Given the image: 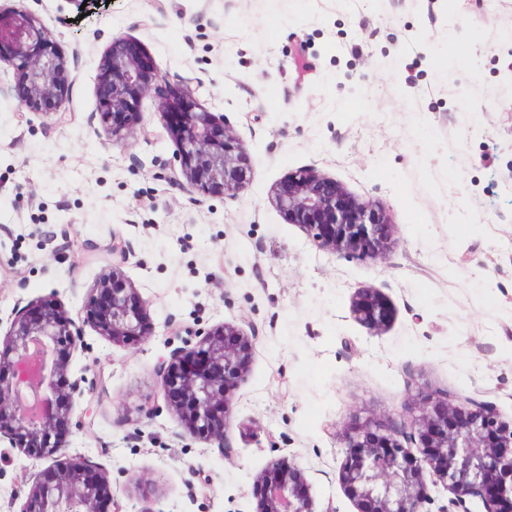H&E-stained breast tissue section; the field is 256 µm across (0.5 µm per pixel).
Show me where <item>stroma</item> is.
<instances>
[{
    "label": "stroma",
    "mask_w": 512,
    "mask_h": 512,
    "mask_svg": "<svg viewBox=\"0 0 512 512\" xmlns=\"http://www.w3.org/2000/svg\"><path fill=\"white\" fill-rule=\"evenodd\" d=\"M42 17L66 61L63 122L22 121L19 73L0 65V326L54 296L80 324L69 454L106 472L122 512H257L260 476L285 458L315 512H357L340 481L349 425L406 416L425 387L512 417V0H0ZM136 37L159 79L148 134L113 144L100 64ZM200 82L254 171L194 203L158 105ZM313 167L393 218L383 259L316 250L271 190ZM119 271L150 301L151 334L113 344L85 320ZM374 289L379 332L351 312ZM228 323L252 342L223 444L196 439L156 368ZM46 460L0 440V512ZM153 498L139 494L143 479Z\"/></svg>",
    "instance_id": "35a3bbf8"
}]
</instances>
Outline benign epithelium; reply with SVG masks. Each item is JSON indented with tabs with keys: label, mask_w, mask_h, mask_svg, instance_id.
Here are the masks:
<instances>
[{
	"label": "benign epithelium",
	"mask_w": 512,
	"mask_h": 512,
	"mask_svg": "<svg viewBox=\"0 0 512 512\" xmlns=\"http://www.w3.org/2000/svg\"><path fill=\"white\" fill-rule=\"evenodd\" d=\"M2 61L15 64L23 76L17 86L23 108L50 119L58 115L64 60L40 17L0 9ZM158 79L138 39L130 34L112 39L98 83L100 118L112 142H121L122 131L142 122L139 103ZM195 93L187 83L176 91L175 103L161 105L173 130L174 156L186 182L201 193L233 195L251 176L248 157L224 114L198 107ZM273 200L285 221L303 228L319 250L382 258L394 249L392 217L314 168L288 173L274 187ZM148 305L114 272L92 289L88 313L99 335L126 344L147 335ZM351 310L375 331L390 318L374 290L358 293ZM191 335L197 338L192 348L161 363L160 391L192 434L220 441L252 344L228 324ZM82 344L76 322L50 296L19 309L3 337L0 437L28 456L51 461L25 480L29 489L21 512H121L106 474L77 454L64 455L79 392L69 372ZM421 401L410 422L418 457L405 450L402 433L385 418H368L347 433L341 481L358 512H424L430 502L427 471L463 512L469 499L479 500L483 512H512V421L481 402L451 406L428 395ZM259 512H313L300 470L283 459L272 463L261 481Z\"/></svg>",
	"instance_id": "benign-epithelium-1"
}]
</instances>
